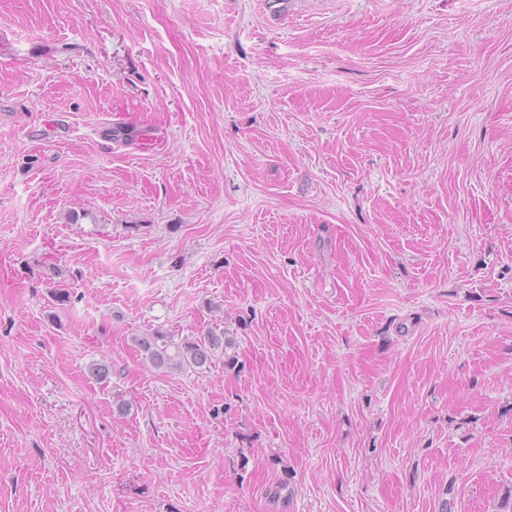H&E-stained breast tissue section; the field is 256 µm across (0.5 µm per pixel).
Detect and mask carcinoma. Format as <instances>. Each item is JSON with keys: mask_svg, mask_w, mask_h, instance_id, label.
Listing matches in <instances>:
<instances>
[{"mask_svg": "<svg viewBox=\"0 0 512 512\" xmlns=\"http://www.w3.org/2000/svg\"><path fill=\"white\" fill-rule=\"evenodd\" d=\"M133 342L144 359L157 369L180 371L186 367L204 368L220 360L226 366L235 363L234 337L223 331L211 329L194 338H185L176 343L169 336L158 332L136 336Z\"/></svg>", "mask_w": 512, "mask_h": 512, "instance_id": "1", "label": "carcinoma"}]
</instances>
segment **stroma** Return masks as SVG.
Returning a JSON list of instances; mask_svg holds the SVG:
<instances>
[{
    "mask_svg": "<svg viewBox=\"0 0 512 512\" xmlns=\"http://www.w3.org/2000/svg\"><path fill=\"white\" fill-rule=\"evenodd\" d=\"M0 512H512V0H0ZM208 330L201 336L191 339L185 338L176 343L171 336L158 332L135 337L134 343L141 351L144 359L157 369L181 371L189 368H204L222 360L224 366H233L236 357L235 340L233 336H226L224 329Z\"/></svg>",
    "mask_w": 512,
    "mask_h": 512,
    "instance_id": "stroma-1",
    "label": "stroma"
}]
</instances>
